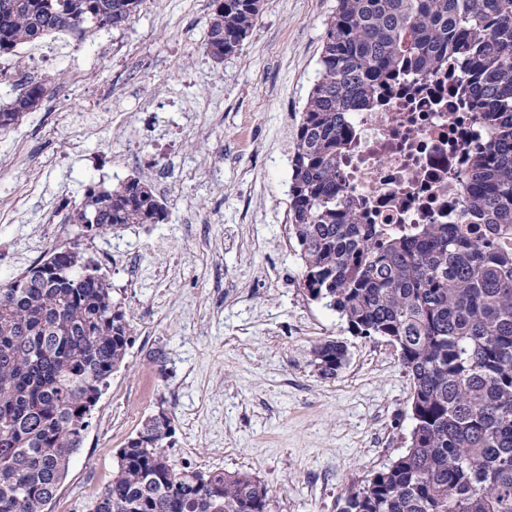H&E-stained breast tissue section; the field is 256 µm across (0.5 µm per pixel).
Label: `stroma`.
I'll list each match as a JSON object with an SVG mask.
<instances>
[{"label":"stroma","mask_w":512,"mask_h":512,"mask_svg":"<svg viewBox=\"0 0 512 512\" xmlns=\"http://www.w3.org/2000/svg\"><path fill=\"white\" fill-rule=\"evenodd\" d=\"M211 11L212 0H145L109 50L93 28L17 49L47 99L0 130V285L57 228L99 262L134 327L50 512H87L117 449L160 405L176 463L258 477L271 512H340L407 446L413 385L397 347L353 336L311 300L296 244H281L294 134L336 0H262L219 64L201 49ZM109 111L117 123L93 131ZM84 127V151L71 153ZM138 174L166 181L164 223L100 236L57 225L89 186ZM330 339L348 360L324 378L311 350ZM157 349L164 364L149 358Z\"/></svg>","instance_id":"35a3bbf8"}]
</instances>
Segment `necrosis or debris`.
<instances>
[{
  "label": "necrosis or debris",
  "instance_id": "1",
  "mask_svg": "<svg viewBox=\"0 0 512 512\" xmlns=\"http://www.w3.org/2000/svg\"><path fill=\"white\" fill-rule=\"evenodd\" d=\"M451 66L399 75L375 105L351 113L341 176L362 223L383 235L415 236L429 224L487 225L463 218L470 152L491 141Z\"/></svg>",
  "mask_w": 512,
  "mask_h": 512
}]
</instances>
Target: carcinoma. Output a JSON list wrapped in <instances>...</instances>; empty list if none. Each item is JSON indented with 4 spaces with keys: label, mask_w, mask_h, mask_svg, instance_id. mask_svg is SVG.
Here are the masks:
<instances>
[{
    "label": "carcinoma",
    "mask_w": 512,
    "mask_h": 512,
    "mask_svg": "<svg viewBox=\"0 0 512 512\" xmlns=\"http://www.w3.org/2000/svg\"><path fill=\"white\" fill-rule=\"evenodd\" d=\"M143 0H0V54L59 33L124 26ZM261 0H213L205 54L235 53ZM452 61L496 141L474 149L466 212L490 225L467 239L446 224L385 238L350 206L337 170L348 113L405 63ZM319 76L291 159L288 232L311 299L362 338L395 344L413 380L408 447L345 498L340 512H512V0H337ZM27 81L0 129L38 106ZM167 204L135 176L91 188L67 215L89 232L160 224ZM132 326L101 267L55 247L0 286V512H47L89 416L124 362ZM320 375L347 360L341 342L311 350ZM163 406L116 452L90 512H269L270 489L241 472L178 465Z\"/></svg>",
    "instance_id": "carcinoma-1"
}]
</instances>
